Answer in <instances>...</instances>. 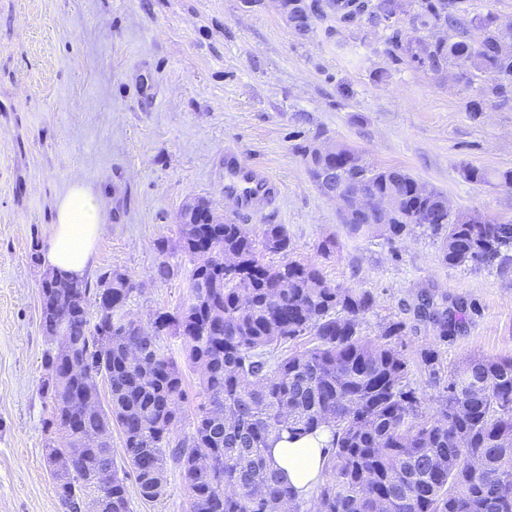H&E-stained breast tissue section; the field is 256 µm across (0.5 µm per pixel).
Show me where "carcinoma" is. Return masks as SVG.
<instances>
[{
  "label": "carcinoma",
  "instance_id": "1",
  "mask_svg": "<svg viewBox=\"0 0 512 512\" xmlns=\"http://www.w3.org/2000/svg\"><path fill=\"white\" fill-rule=\"evenodd\" d=\"M288 21L305 35L326 10L344 22L385 26L403 12L401 0H310L291 7ZM414 19L448 28V39L411 43L396 29L388 42L395 58L405 55L433 73L464 60L487 77L486 97L512 94V50L501 46L500 16L492 11L462 27L463 0H416ZM325 159L303 149L314 182L336 170L339 183L359 182L372 197L396 195L400 207L387 217L386 238L400 239L417 228L442 236L441 261L450 266H492L512 260V220L468 216L460 223L438 211L441 193L418 192L410 173L361 161L339 144ZM472 183L491 180L512 187V170L494 176L463 169ZM177 233L181 247L196 258L188 295L174 313L157 312L143 322L127 320L133 287L117 270L112 276V319L100 315L97 289L85 278L50 271L40 282V328L52 338L66 330L80 341L73 358L85 364L82 378L64 388L57 379L59 357L42 360V394L50 400L49 425L70 423L85 454L64 481H55L65 512H82L101 493L112 512H130L131 496L153 501L167 484V465L180 470L189 512H512V357L470 356L448 371L435 414L422 411L424 397L409 384V364L395 337L403 325L389 322L376 340L362 335L374 306L365 290L331 285L313 263L277 265L265 255H285L289 240L280 224L261 232L246 224L217 220L209 201L183 206ZM223 245L237 269L206 261L199 251ZM428 312L437 335L460 330L464 317L448 310ZM112 324V351L100 349L104 327ZM181 339L182 356L199 375L200 403L189 432L182 431L184 376L165 337ZM311 337L309 345L286 355L278 349ZM108 390L97 418L83 416V394L99 382ZM331 427L322 478L305 498L279 479L268 454L283 433L311 434ZM122 435L130 471L118 473L112 446L98 438L106 428ZM112 469V485L91 482L95 470ZM133 483L127 484L128 476Z\"/></svg>",
  "mask_w": 512,
  "mask_h": 512
}]
</instances>
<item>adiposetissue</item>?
<instances>
[{
  "instance_id": "1",
  "label": "adipose tissue",
  "mask_w": 512,
  "mask_h": 512,
  "mask_svg": "<svg viewBox=\"0 0 512 512\" xmlns=\"http://www.w3.org/2000/svg\"><path fill=\"white\" fill-rule=\"evenodd\" d=\"M55 210L41 262L58 275L84 277L105 230L102 203L76 179L57 198ZM330 439L326 427L292 440L281 439L272 449L273 465L301 494H310L321 478L323 451Z\"/></svg>"
}]
</instances>
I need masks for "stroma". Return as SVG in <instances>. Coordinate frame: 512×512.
Segmentation results:
<instances>
[{
    "instance_id": "obj_1",
    "label": "stroma",
    "mask_w": 512,
    "mask_h": 512,
    "mask_svg": "<svg viewBox=\"0 0 512 512\" xmlns=\"http://www.w3.org/2000/svg\"><path fill=\"white\" fill-rule=\"evenodd\" d=\"M390 29L330 16L308 34L275 0H0V512H64L45 457L53 433L41 392L50 347L39 327V252L55 201L73 178L97 194L106 228L88 274L118 269L137 283L129 310L173 312L193 258L177 215L193 197L253 230L283 225L288 257L317 263L328 282L375 297L363 334L403 322L397 343L410 382L435 412L440 389L421 362L512 356V262L443 264L427 233L388 241L354 236L313 182L304 147L344 143L380 167L408 171L455 213L512 218V189L477 185L463 168L512 169V102L480 94L464 63L437 77L389 52ZM480 111H472L473 103ZM265 168L281 194L239 216L224 195V154ZM335 247L322 255L318 247ZM174 274L155 279L160 262ZM465 313L440 340L418 316L423 295ZM176 467L162 497L132 512H188Z\"/></svg>"
}]
</instances>
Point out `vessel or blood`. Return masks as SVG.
<instances>
[{"label": "vessel or blood", "instance_id": "1", "mask_svg": "<svg viewBox=\"0 0 512 512\" xmlns=\"http://www.w3.org/2000/svg\"><path fill=\"white\" fill-rule=\"evenodd\" d=\"M228 180L224 185L226 195L235 199L242 213L262 214L279 197L280 183L264 169L239 164L233 155H225Z\"/></svg>", "mask_w": 512, "mask_h": 512}]
</instances>
